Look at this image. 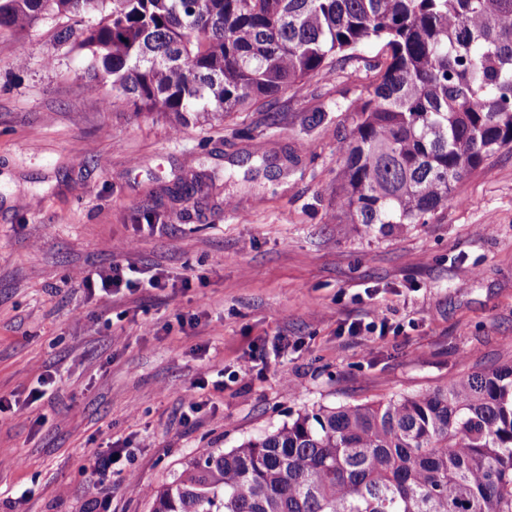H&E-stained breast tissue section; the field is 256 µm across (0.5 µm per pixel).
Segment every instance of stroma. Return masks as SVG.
Returning a JSON list of instances; mask_svg holds the SVG:
<instances>
[{
    "label": "stroma",
    "instance_id": "35a3bbf8",
    "mask_svg": "<svg viewBox=\"0 0 512 512\" xmlns=\"http://www.w3.org/2000/svg\"><path fill=\"white\" fill-rule=\"evenodd\" d=\"M383 58L364 45L329 78L180 126L90 91L53 24L0 29V512H150L188 460L298 410L512 363V149L428 223L341 220L353 107ZM115 265L162 286L101 308L76 275Z\"/></svg>",
    "mask_w": 512,
    "mask_h": 512
}]
</instances>
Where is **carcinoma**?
<instances>
[{
    "instance_id": "cac0c4a2",
    "label": "carcinoma",
    "mask_w": 512,
    "mask_h": 512,
    "mask_svg": "<svg viewBox=\"0 0 512 512\" xmlns=\"http://www.w3.org/2000/svg\"><path fill=\"white\" fill-rule=\"evenodd\" d=\"M62 20L88 86L178 125L386 53L357 109L336 207L423 224L512 147V0H0V28ZM151 512H512V364L434 390L300 411L190 461Z\"/></svg>"
}]
</instances>
